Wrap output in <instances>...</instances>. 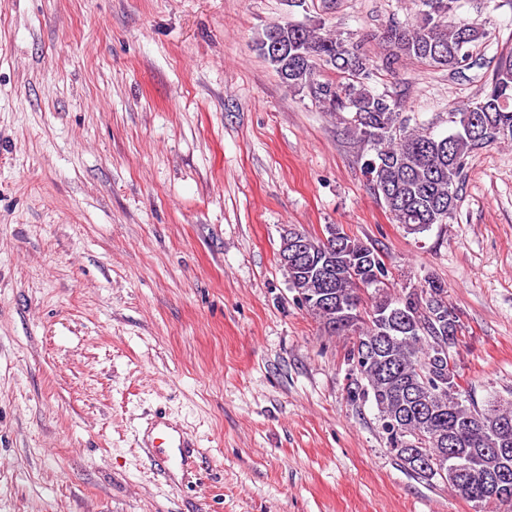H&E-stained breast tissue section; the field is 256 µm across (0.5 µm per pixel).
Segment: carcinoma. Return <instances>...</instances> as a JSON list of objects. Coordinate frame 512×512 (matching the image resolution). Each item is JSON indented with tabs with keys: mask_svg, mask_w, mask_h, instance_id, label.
<instances>
[{
	"mask_svg": "<svg viewBox=\"0 0 512 512\" xmlns=\"http://www.w3.org/2000/svg\"><path fill=\"white\" fill-rule=\"evenodd\" d=\"M413 22L392 25L379 35L381 62L325 22L307 18L266 27L256 50L294 92H306L327 112L347 118L349 132L370 153L365 170L371 189L392 220L418 235L446 224L457 210L458 188L472 153L497 143H512V47L498 56L483 96L448 113L450 129L437 135L388 94L369 86L373 70L417 60L455 75L477 64L473 51L489 35L486 25L460 18L457 0H417ZM281 36L288 54L264 50L271 33ZM341 74L320 80V69ZM336 242L299 233L301 260L284 267L290 288L313 268L330 269L322 304L296 300L334 334L355 335L348 355L356 373V393L372 400L390 450L401 464L431 481L439 479L477 512L490 504L512 506V399L500 396L479 403L449 368L462 326L448 306V290L427 279L393 295L379 252L333 225ZM370 291L371 306L361 312V292ZM465 465L464 476L448 468V449ZM496 448H509L503 456ZM491 473L507 479L490 491L483 480Z\"/></svg>",
	"mask_w": 512,
	"mask_h": 512,
	"instance_id": "cac0c4a2",
	"label": "carcinoma"
}]
</instances>
